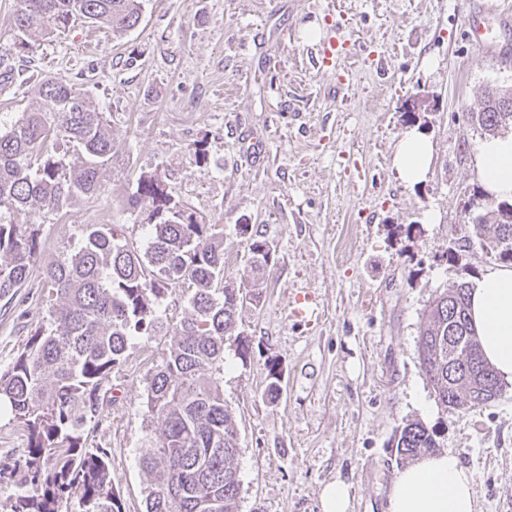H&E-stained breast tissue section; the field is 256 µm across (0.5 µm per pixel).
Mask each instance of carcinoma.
Instances as JSON below:
<instances>
[{
    "instance_id": "cac0c4a2",
    "label": "carcinoma",
    "mask_w": 512,
    "mask_h": 512,
    "mask_svg": "<svg viewBox=\"0 0 512 512\" xmlns=\"http://www.w3.org/2000/svg\"><path fill=\"white\" fill-rule=\"evenodd\" d=\"M141 16V0H20L11 50L28 52L37 40L78 22L128 31ZM35 92L43 107L0 130V205L29 215L100 193L102 170L116 154L105 113L74 85L46 76ZM491 97L512 108L511 91L487 88L488 101L472 121L488 136L512 126V111L491 105ZM59 139L72 144L76 161L41 152ZM141 202L149 204L151 226L144 251L119 237L112 224L86 225L78 250L44 269L45 283L62 305L49 311L48 324L0 370V402L27 431L22 460L0 461L1 484L27 487L11 512H61L60 504L75 493L77 512H122L107 451L87 448L84 434L102 423L107 402L101 389L126 359L131 337L163 331L157 307L185 281L195 287L191 312L147 386L146 416L161 419L162 427L139 457L149 481L145 512H240L237 432L219 376L226 342L248 354L236 332L237 315L263 302L274 252L267 240L250 237L246 285L231 287L224 282V240L216 225L183 209L156 172L141 175L128 196L132 207ZM472 212L493 225L494 235L482 239L486 252L512 265V217L483 207ZM40 254L37 225L0 223V300H13ZM470 288L461 281L432 299L418 346L435 399L462 415L487 405L477 378L487 387L501 383L472 327ZM394 441L403 459L439 447L434 432L415 421L396 431Z\"/></svg>"
}]
</instances>
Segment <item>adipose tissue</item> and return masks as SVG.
Here are the masks:
<instances>
[{
    "instance_id": "ef3b65f1",
    "label": "adipose tissue",
    "mask_w": 512,
    "mask_h": 512,
    "mask_svg": "<svg viewBox=\"0 0 512 512\" xmlns=\"http://www.w3.org/2000/svg\"><path fill=\"white\" fill-rule=\"evenodd\" d=\"M432 146L416 130L399 139L393 165L406 183L425 179ZM483 190L512 202V133L484 138L474 161ZM470 313L483 355L501 379L512 382V267L492 265L474 283ZM474 476L451 451L428 454L401 469L387 497V512H476Z\"/></svg>"
}]
</instances>
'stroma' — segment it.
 Returning a JSON list of instances; mask_svg holds the SVG:
<instances>
[{
  "label": "stroma",
  "instance_id": "stroma-1",
  "mask_svg": "<svg viewBox=\"0 0 512 512\" xmlns=\"http://www.w3.org/2000/svg\"><path fill=\"white\" fill-rule=\"evenodd\" d=\"M503 0H142L137 27L113 35L76 25L0 64V124L41 108L45 76L74 84L105 112L118 155L102 191L32 215L43 250L12 303L0 300V366L47 322L55 294L43 266L67 259L87 224H114L146 248L147 205L126 198L145 173L217 225L224 279L242 285L248 244L259 234L275 255L266 300L237 317L249 351L224 346V400L237 426L240 512H321L323 487L344 480L349 512H386L403 464L393 446L409 421L437 434L441 450L474 475L477 512H512V384L462 415L444 410L421 370L418 339L432 298L490 265L464 216L481 181L473 159L482 140L470 121L485 87L512 91V30ZM479 13L491 48L466 35ZM355 42L334 69L320 65L331 30ZM431 109L413 112V97ZM416 129L433 146L417 184L393 167L395 145ZM207 152L193 155L195 143ZM263 147L253 154V144ZM434 214L428 223L426 214ZM460 260L446 261V248ZM191 284L158 313L166 329L129 343L105 388L108 404L87 447L103 448L122 512H143L139 455L160 420L143 402L176 328L190 313ZM317 296L320 316L298 324L289 311ZM276 361L282 391L266 395Z\"/></svg>",
  "mask_w": 512,
  "mask_h": 512
}]
</instances>
